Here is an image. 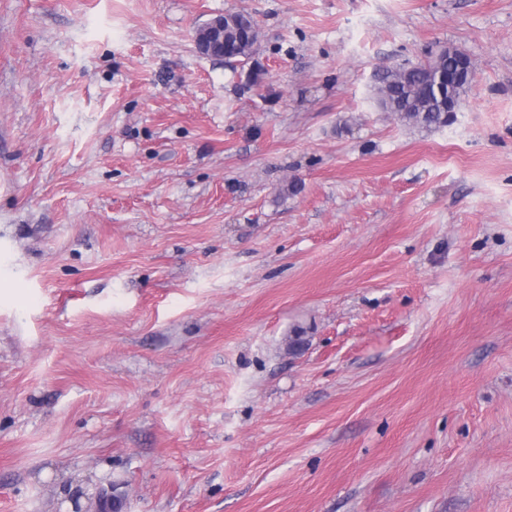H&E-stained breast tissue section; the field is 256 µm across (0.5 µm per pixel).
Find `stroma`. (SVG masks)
<instances>
[{
	"label": "stroma",
	"instance_id": "obj_1",
	"mask_svg": "<svg viewBox=\"0 0 512 512\" xmlns=\"http://www.w3.org/2000/svg\"><path fill=\"white\" fill-rule=\"evenodd\" d=\"M76 500L512 512V0H0V512ZM224 19L230 24L236 23L241 18L225 14L211 18L200 27H198L194 33V42L197 49L203 55L213 57L214 52L217 50L218 42L212 39V36L216 33H222L224 35ZM255 50V44H253L245 34H234L224 40V55L231 56L233 60H240L243 57H251ZM459 59L468 61L470 76L465 75L456 91L458 106L461 94L472 82L474 68L468 56L459 50L443 48L434 57L431 53L425 62L396 67L381 65L374 86V96L379 107L408 124L423 128L446 126L448 107L443 108L438 91L439 71Z\"/></svg>",
	"mask_w": 512,
	"mask_h": 512
}]
</instances>
